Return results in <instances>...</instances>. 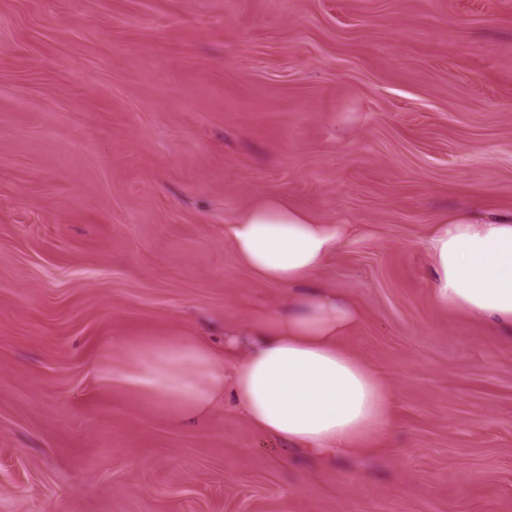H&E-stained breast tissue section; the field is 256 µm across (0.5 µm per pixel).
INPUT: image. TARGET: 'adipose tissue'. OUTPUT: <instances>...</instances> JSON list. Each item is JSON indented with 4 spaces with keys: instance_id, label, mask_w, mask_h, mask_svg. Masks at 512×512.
<instances>
[{
    "instance_id": "adipose-tissue-1",
    "label": "adipose tissue",
    "mask_w": 512,
    "mask_h": 512,
    "mask_svg": "<svg viewBox=\"0 0 512 512\" xmlns=\"http://www.w3.org/2000/svg\"><path fill=\"white\" fill-rule=\"evenodd\" d=\"M340 235L286 199L268 197L239 211L230 241L263 283L286 288L276 310L261 312L232 373L224 353L199 336L175 335L129 348L104 377L150 396L171 422L186 424L231 394L241 415L275 441L311 456H346L388 431L389 397L364 361L337 344L358 319L347 299L313 287ZM428 286L438 305L512 334V212L464 208L435 224Z\"/></svg>"
}]
</instances>
